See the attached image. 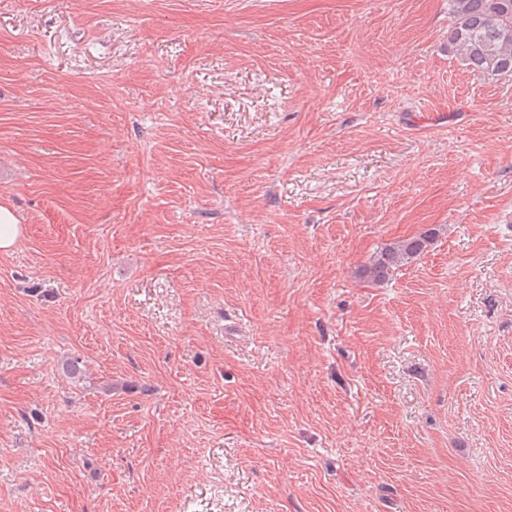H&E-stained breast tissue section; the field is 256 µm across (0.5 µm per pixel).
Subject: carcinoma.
<instances>
[{
  "label": "carcinoma",
  "instance_id": "carcinoma-1",
  "mask_svg": "<svg viewBox=\"0 0 512 512\" xmlns=\"http://www.w3.org/2000/svg\"><path fill=\"white\" fill-rule=\"evenodd\" d=\"M448 11V46L464 66L488 78L512 76V0H448ZM429 243L426 232L389 243L360 275L383 283L416 260Z\"/></svg>",
  "mask_w": 512,
  "mask_h": 512
}]
</instances>
